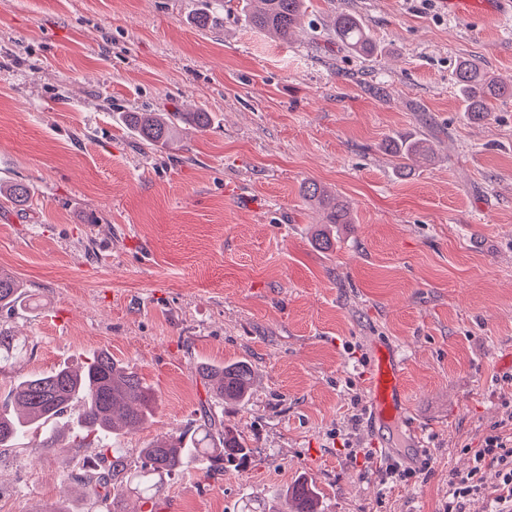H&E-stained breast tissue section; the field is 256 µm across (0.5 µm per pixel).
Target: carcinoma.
I'll return each instance as SVG.
<instances>
[{"mask_svg": "<svg viewBox=\"0 0 512 512\" xmlns=\"http://www.w3.org/2000/svg\"><path fill=\"white\" fill-rule=\"evenodd\" d=\"M306 0H244L245 22L283 42L288 41L300 24ZM337 39L357 54L373 50L369 30L354 14H341L334 20ZM463 111L475 119H484L493 111V100L508 91L505 85L485 75L472 60L462 61L455 72ZM130 127L148 145L167 144L183 126L204 132L211 124L209 112H130ZM427 141H402L394 148L398 168H415L431 158ZM305 198L326 210L327 223L350 224V212L339 198L333 197L319 183L309 180L304 186ZM23 294L20 281L0 271V311H10L20 303ZM25 343L0 326V376L9 373L20 358ZM210 395L216 402L243 400L252 383V370L244 361L222 365L204 364L198 369ZM155 393L144 385L129 366L102 350L84 366L59 367L51 372L22 377L12 385L0 405V447L6 448L31 433L44 434L43 447L64 448L55 430L57 419L68 411H76L72 420L82 443L97 449L94 462L79 470L61 473L60 483L80 484L85 488L87 510L102 512L115 484L134 494L144 505L156 504L155 498L163 477L192 468L205 476L224 473L229 466L241 467L251 457V448L231 430L216 425L213 416L192 433L163 435L142 451L140 465L132 468L125 458L113 453L109 434L121 427H134L151 417ZM291 512H316L318 491L305 482L289 492Z\"/></svg>", "mask_w": 512, "mask_h": 512, "instance_id": "obj_1", "label": "carcinoma"}]
</instances>
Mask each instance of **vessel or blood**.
<instances>
[{
	"label": "vessel or blood",
	"instance_id": "b4317fda",
	"mask_svg": "<svg viewBox=\"0 0 512 512\" xmlns=\"http://www.w3.org/2000/svg\"><path fill=\"white\" fill-rule=\"evenodd\" d=\"M369 404L375 418L385 424L399 418L406 406L402 373L392 351L382 345L374 349L369 376Z\"/></svg>",
	"mask_w": 512,
	"mask_h": 512
}]
</instances>
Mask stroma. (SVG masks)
Returning a JSON list of instances; mask_svg holds the SVG:
<instances>
[{"label": "stroma", "mask_w": 512, "mask_h": 512, "mask_svg": "<svg viewBox=\"0 0 512 512\" xmlns=\"http://www.w3.org/2000/svg\"><path fill=\"white\" fill-rule=\"evenodd\" d=\"M210 10L214 23L197 27ZM351 13L375 50L333 33ZM512 83V13L486 22L442 0H311L292 40L224 0H0V267L25 301L0 325L27 340L25 372L105 350L156 395L112 445L129 465L154 438L202 424L201 363L247 361V398L212 414L246 466L166 477L157 512L273 507L298 479L320 512H446L512 402V93L462 110L455 68ZM211 113L151 147L129 112ZM433 162L400 175L387 141ZM314 180L353 216L327 224ZM394 348L408 408L372 432L375 346ZM87 448H0V512H51ZM400 464L403 475L386 469Z\"/></svg>", "instance_id": "35a3bbf8"}]
</instances>
